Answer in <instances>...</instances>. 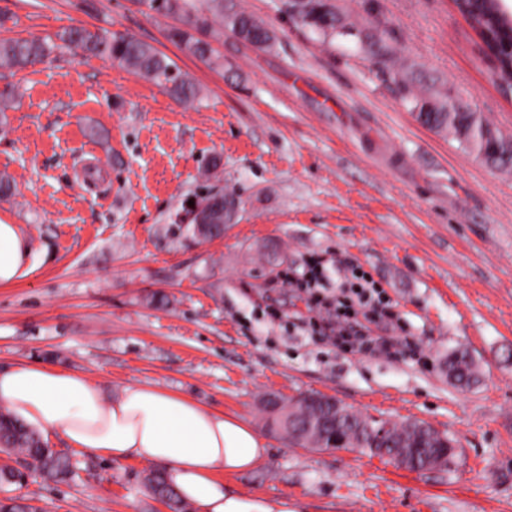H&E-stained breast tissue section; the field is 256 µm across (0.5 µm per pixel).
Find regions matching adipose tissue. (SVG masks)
Masks as SVG:
<instances>
[{
  "mask_svg": "<svg viewBox=\"0 0 512 512\" xmlns=\"http://www.w3.org/2000/svg\"><path fill=\"white\" fill-rule=\"evenodd\" d=\"M33 245L21 225L0 221V284L26 275ZM0 405L30 428L110 459L165 466L166 482L199 512H299L296 501L235 491L218 480L257 467L264 439L243 418L162 388L127 383L106 396L83 373L47 365L0 370Z\"/></svg>",
  "mask_w": 512,
  "mask_h": 512,
  "instance_id": "1",
  "label": "adipose tissue"
}]
</instances>
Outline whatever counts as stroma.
<instances>
[{
  "instance_id": "35a3bbf8",
  "label": "stroma",
  "mask_w": 512,
  "mask_h": 512,
  "mask_svg": "<svg viewBox=\"0 0 512 512\" xmlns=\"http://www.w3.org/2000/svg\"><path fill=\"white\" fill-rule=\"evenodd\" d=\"M273 32L259 49L225 32L206 64L166 37L142 0H0L1 39L69 26L148 42L199 88L192 106L133 71L64 55L0 73L17 97L0 118V220L38 253L0 285V368L83 372L106 394L132 381L244 418L266 459L233 489L300 512H512V173L488 168L417 120L396 73L437 79L512 140V98L449 0H332L350 35L323 40L284 0H235ZM383 34L390 57L365 53ZM220 161L204 182L202 162ZM211 190L239 214L221 239L176 216ZM344 259L383 290L411 348L362 356L322 340L288 284L310 258ZM467 350L480 376L451 385ZM318 392L362 416L422 420L458 441L450 467L405 471L369 454L304 448L269 432L260 402ZM49 447L80 479L0 486L40 512H169L149 464ZM448 381L458 389H468L477 382L479 371L471 356L465 350L448 354L444 361Z\"/></svg>"
}]
</instances>
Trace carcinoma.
Wrapping results in <instances>:
<instances>
[{"label":"carcinoma","instance_id":"carcinoma-1","mask_svg":"<svg viewBox=\"0 0 512 512\" xmlns=\"http://www.w3.org/2000/svg\"><path fill=\"white\" fill-rule=\"evenodd\" d=\"M148 9L160 16H172L179 26L168 30L167 37L201 60H206L207 39L229 28L235 36L257 48L271 44L268 27L253 15L235 9L224 0H144ZM455 9L481 32L496 60L492 71L495 82L512 90V12L502 7V0H453ZM291 14L318 36L330 40L338 34H351L341 23L331 0H291ZM74 55L98 57L138 72L166 89L183 103L195 101L200 91L174 64L152 45L128 33L99 28L68 27L44 37L0 41V68L13 70L52 61L63 51ZM404 102L417 118L432 129L449 132L467 150L476 154L494 170L512 168V141L475 111H448V92L433 87L418 94L407 93ZM448 381L458 389H468L477 382L479 371L465 350L448 355L444 361ZM346 415L330 422L318 432L305 426L311 416L310 406L298 402L290 408L293 428L284 430L294 444L314 448H365L372 456L393 459L402 456L440 454L446 463L455 456V440L423 421L390 423L384 441L374 442L380 422L364 417L347 405ZM0 447L24 457L28 468L52 480L72 479L78 475V463L47 446L8 409H0ZM146 482L153 495L164 500L173 512H190V505L166 483L164 475L152 472Z\"/></svg>","mask_w":512,"mask_h":512}]
</instances>
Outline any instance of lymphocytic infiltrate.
I'll return each instance as SVG.
<instances>
[{
	"instance_id": "f902f5d3",
	"label": "lymphocytic infiltrate",
	"mask_w": 512,
	"mask_h": 512,
	"mask_svg": "<svg viewBox=\"0 0 512 512\" xmlns=\"http://www.w3.org/2000/svg\"><path fill=\"white\" fill-rule=\"evenodd\" d=\"M288 282L302 294L311 331L324 339L356 348L362 354L401 346V339L388 333L394 324L388 301L353 266L316 262L289 277ZM376 327L381 328V335H373Z\"/></svg>"
}]
</instances>
